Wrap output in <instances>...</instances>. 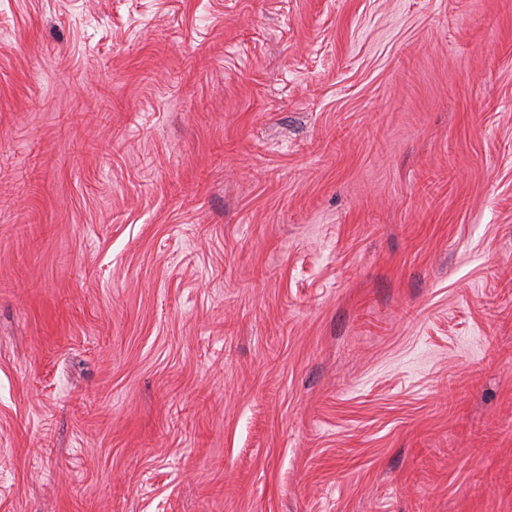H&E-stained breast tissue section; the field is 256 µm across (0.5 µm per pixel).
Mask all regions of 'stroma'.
<instances>
[{
  "label": "stroma",
  "mask_w": 512,
  "mask_h": 512,
  "mask_svg": "<svg viewBox=\"0 0 512 512\" xmlns=\"http://www.w3.org/2000/svg\"><path fill=\"white\" fill-rule=\"evenodd\" d=\"M0 512H512V0H0Z\"/></svg>",
  "instance_id": "obj_1"
}]
</instances>
